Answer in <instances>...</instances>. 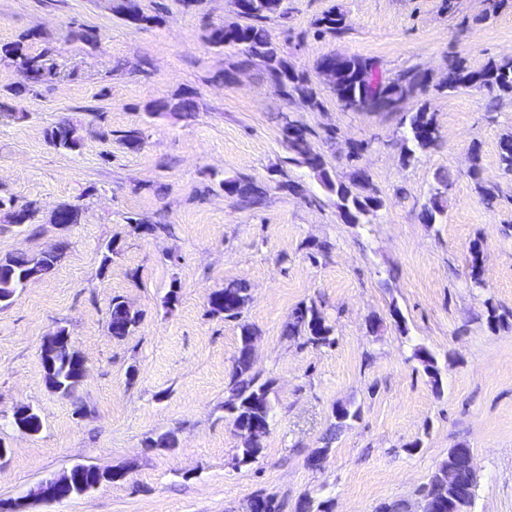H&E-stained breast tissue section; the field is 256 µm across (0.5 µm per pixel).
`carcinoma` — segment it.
<instances>
[{
	"instance_id": "carcinoma-1",
	"label": "carcinoma",
	"mask_w": 512,
	"mask_h": 512,
	"mask_svg": "<svg viewBox=\"0 0 512 512\" xmlns=\"http://www.w3.org/2000/svg\"><path fill=\"white\" fill-rule=\"evenodd\" d=\"M124 20L138 27L149 26L158 21L157 16L148 15L142 11L135 0H122L117 6ZM288 14L286 0H242V7L236 11L240 21L231 24L214 25L209 28L206 40L215 48L244 47L247 61L261 63L286 100L295 97L301 99L312 109L320 107L316 91L308 77L297 72L283 56L279 46L271 39L266 23L274 16L284 17ZM320 32L336 35L343 31V16L329 11L318 21ZM342 71L339 74L333 92L338 100L349 98L353 101L374 97L386 89L393 90L403 96L408 92L416 93L425 89L429 81L426 74L419 70H408L393 78L380 73L376 61L358 56L340 55ZM0 61L6 63L23 78L24 88H34L56 77L54 64L48 62V53L33 55L18 40L0 48ZM481 83L503 92H512V58L490 61L480 70H470L461 61L448 65L446 76L440 80L437 87L450 92L468 91ZM157 111H171L190 118L195 114V104L189 98H181L175 103L163 101L155 105ZM73 124L64 120L53 126L47 133L48 142L55 148L64 151H75L80 148L78 138H66ZM284 144L288 150V160L309 168L317 174L324 186L336 194L337 207L347 211L344 215L346 222L360 224L362 220L382 207V200L371 187L368 173L360 168L355 169L349 183H337L327 168L323 156L314 152L309 130L293 122L283 128ZM438 139L434 114L421 109L409 118V137L411 146L406 148L404 161L409 162L431 149ZM440 188L429 199L421 213L422 220L432 224L436 216L442 214L447 206L445 189L452 185L451 173L446 172L437 176ZM224 190L240 202L253 206L259 203L261 191L255 183L243 176L224 179ZM6 209L7 218L12 224H28L32 221L35 211L32 204H25L22 211H17L12 202H0V208ZM133 232L138 234L168 236L172 233L169 224H142L138 221L131 225ZM482 241L476 239L469 246V278L476 288L485 284L477 270V264L482 257ZM58 265V260L46 254L38 256H6L0 258V306L6 307L15 296L17 290L24 288L23 274L34 271L43 276L52 272ZM249 288L242 281H231L223 288L211 292L208 296L209 312L214 316H222L226 320L237 319L248 307ZM140 321L139 312L127 306L121 297L112 298L109 315V330L112 337L123 340L133 334ZM335 329L328 323L316 303L303 302L295 307L285 328V335L292 339H301L303 344L313 347H330L335 344ZM69 362L63 380L65 393H72L84 379V373L76 368L74 358L79 353L69 350ZM416 359L424 360V370L431 379L434 388H439V371L433 355L419 348L414 351ZM270 386L268 381L260 380L253 372V363L246 357L244 349H239L234 360V367L229 382V399L224 402L227 417L240 427L257 420L270 423ZM336 424L329 434L323 438L325 446L317 449L320 455L329 451V444L336 436V430L343 422L356 416L343 405L334 411ZM447 464H442L421 490L422 507L424 512H449L448 501L456 498L455 491L448 488L446 478Z\"/></svg>"
}]
</instances>
